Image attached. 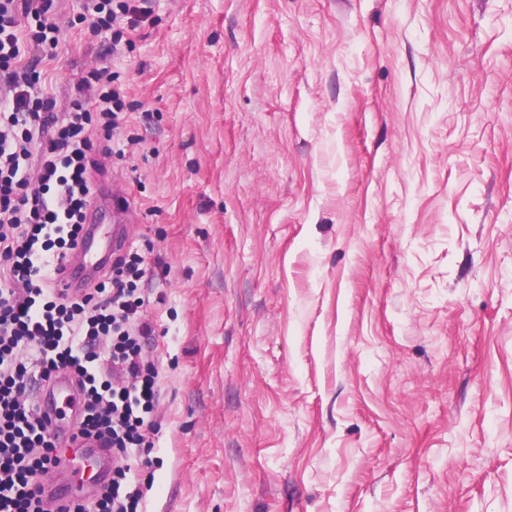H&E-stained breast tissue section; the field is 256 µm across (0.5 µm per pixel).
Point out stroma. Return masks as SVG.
I'll return each mask as SVG.
<instances>
[{
	"label": "stroma",
	"instance_id": "1",
	"mask_svg": "<svg viewBox=\"0 0 512 512\" xmlns=\"http://www.w3.org/2000/svg\"><path fill=\"white\" fill-rule=\"evenodd\" d=\"M50 0L56 111L107 67L156 260L143 512H512V0ZM85 12L81 17L82 22L88 19L93 30L110 28L112 22L117 19L118 14L130 15L131 27L136 26L140 20L137 7L131 6L129 2L134 0H85Z\"/></svg>",
	"mask_w": 512,
	"mask_h": 512
}]
</instances>
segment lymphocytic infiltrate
<instances>
[{
  "label": "lymphocytic infiltrate",
  "instance_id": "lymphocytic-infiltrate-1",
  "mask_svg": "<svg viewBox=\"0 0 512 512\" xmlns=\"http://www.w3.org/2000/svg\"><path fill=\"white\" fill-rule=\"evenodd\" d=\"M48 10L49 0H0V512H52L40 477L60 465L58 441L29 392L59 372L78 382L76 432L105 441L116 461L101 494L65 512H139L131 472L154 446L159 401V369L140 342L151 331L139 288L146 261L126 252L73 294L54 284L86 221L88 155L112 140L123 102L106 67L82 78L60 114L17 73L23 45L57 43ZM25 19L36 27L24 36Z\"/></svg>",
  "mask_w": 512,
  "mask_h": 512
}]
</instances>
